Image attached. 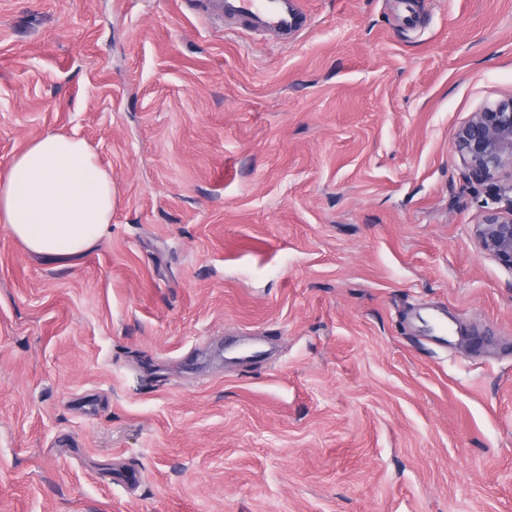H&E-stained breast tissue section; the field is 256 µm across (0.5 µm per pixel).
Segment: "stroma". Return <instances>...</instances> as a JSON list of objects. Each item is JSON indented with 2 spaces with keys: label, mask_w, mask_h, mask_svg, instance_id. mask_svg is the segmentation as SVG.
I'll return each instance as SVG.
<instances>
[{
  "label": "stroma",
  "mask_w": 512,
  "mask_h": 512,
  "mask_svg": "<svg viewBox=\"0 0 512 512\" xmlns=\"http://www.w3.org/2000/svg\"><path fill=\"white\" fill-rule=\"evenodd\" d=\"M208 2L0 0V169L62 133L115 190L74 260L0 224V512H512V270L452 140L512 0H299L285 45Z\"/></svg>",
  "instance_id": "stroma-1"
}]
</instances>
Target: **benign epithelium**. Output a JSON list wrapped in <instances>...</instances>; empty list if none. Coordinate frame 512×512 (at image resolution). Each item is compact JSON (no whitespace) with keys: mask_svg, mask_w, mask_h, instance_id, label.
Segmentation results:
<instances>
[{"mask_svg":"<svg viewBox=\"0 0 512 512\" xmlns=\"http://www.w3.org/2000/svg\"><path fill=\"white\" fill-rule=\"evenodd\" d=\"M453 148L469 174L494 180L504 171L512 174V96L485 105L453 135ZM512 184L502 189L504 209L475 225L480 247L512 270Z\"/></svg>","mask_w":512,"mask_h":512,"instance_id":"benign-epithelium-1","label":"benign epithelium"}]
</instances>
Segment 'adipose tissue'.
<instances>
[{
  "label": "adipose tissue",
  "mask_w": 512,
  "mask_h": 512,
  "mask_svg": "<svg viewBox=\"0 0 512 512\" xmlns=\"http://www.w3.org/2000/svg\"><path fill=\"white\" fill-rule=\"evenodd\" d=\"M112 177L82 140L48 133L0 171V223L30 252L89 251L112 222Z\"/></svg>",
  "instance_id": "obj_1"
}]
</instances>
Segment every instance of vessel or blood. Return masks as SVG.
<instances>
[{"instance_id":"obj_1","label":"vessel or blood","mask_w":512,"mask_h":512,"mask_svg":"<svg viewBox=\"0 0 512 512\" xmlns=\"http://www.w3.org/2000/svg\"><path fill=\"white\" fill-rule=\"evenodd\" d=\"M216 9L225 19L259 32L276 30L287 40L297 37L308 24L306 15L292 0H221Z\"/></svg>"}]
</instances>
